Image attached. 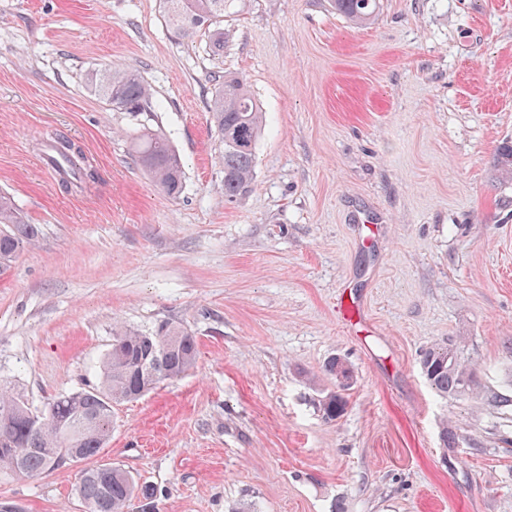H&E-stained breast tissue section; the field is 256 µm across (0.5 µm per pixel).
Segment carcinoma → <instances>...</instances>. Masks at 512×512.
Masks as SVG:
<instances>
[{"label": "carcinoma", "instance_id": "cac0c4a2", "mask_svg": "<svg viewBox=\"0 0 512 512\" xmlns=\"http://www.w3.org/2000/svg\"><path fill=\"white\" fill-rule=\"evenodd\" d=\"M379 0H332L336 11L349 20L363 24L375 14ZM234 0H166V16L178 35L192 37L208 33L209 49L224 51V16ZM209 105L212 119L224 151L220 161L224 169V197L236 198L252 187L256 163V145L261 134L263 112L243 78L216 75ZM100 94L112 108L137 117L152 111V93L141 76L134 72L105 71L95 78ZM57 153L68 163L74 184L95 182L96 169L80 163L65 143ZM133 152L155 182L170 196L183 188L184 172L180 159L166 138L146 129L135 139ZM0 271L30 243L35 228L26 223L13 199L0 193ZM198 344L195 336L173 323H161L151 332L115 328L112 347L101 364L99 382L88 388L62 394L38 412L24 395L0 383V469L19 477H34L59 467L63 451L78 454L82 462L98 454L112 434L113 405L142 397L164 380L174 379L196 363ZM430 386L445 396H458L475 390L472 368L462 363L456 351L447 347L427 349L421 360ZM325 372L334 379L351 375L348 365L333 357ZM347 407L342 390L328 393L320 402L322 417L339 418ZM75 492L91 512H130L134 502L142 512H154L155 490L118 466L99 464L78 472Z\"/></svg>", "mask_w": 512, "mask_h": 512}]
</instances>
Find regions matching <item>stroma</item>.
<instances>
[{
	"instance_id": "35a3bbf8",
	"label": "stroma",
	"mask_w": 512,
	"mask_h": 512,
	"mask_svg": "<svg viewBox=\"0 0 512 512\" xmlns=\"http://www.w3.org/2000/svg\"><path fill=\"white\" fill-rule=\"evenodd\" d=\"M138 73L179 196L135 163L138 121L91 78ZM215 71L264 114L253 189L230 201L208 110ZM98 172L62 186L45 147ZM512 0H235L224 54L180 37L163 0H0V192L37 239L0 274V381L42 410L98 382L112 328L169 321L188 373L115 405L93 464L152 485L159 512H512ZM449 345L474 394L436 393ZM344 359V414L324 420ZM456 445L444 447L443 430ZM78 469L0 501L82 512ZM379 0H332L336 11L349 20L363 24L375 14ZM421 367L430 386L442 395L458 396L475 390L472 368L462 363L456 351L449 347L427 349ZM325 372L336 380V387L337 382L339 387H341L339 382L340 377H352L348 365L341 358L337 357L331 358L326 363ZM337 389V391L328 393L320 402V412H322V416L325 420L334 421L346 410L347 400L342 392L346 391L348 388L343 386L342 389L338 387Z\"/></svg>"
}]
</instances>
